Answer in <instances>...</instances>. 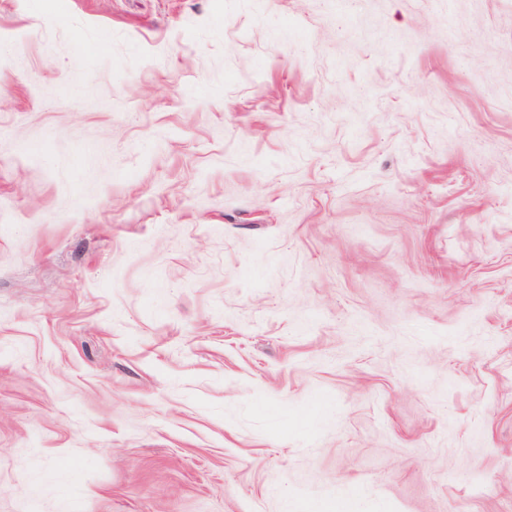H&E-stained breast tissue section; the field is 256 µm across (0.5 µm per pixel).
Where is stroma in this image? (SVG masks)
I'll list each match as a JSON object with an SVG mask.
<instances>
[{
    "mask_svg": "<svg viewBox=\"0 0 512 512\" xmlns=\"http://www.w3.org/2000/svg\"><path fill=\"white\" fill-rule=\"evenodd\" d=\"M512 512V0H0V512Z\"/></svg>",
    "mask_w": 512,
    "mask_h": 512,
    "instance_id": "obj_1",
    "label": "stroma"
}]
</instances>
